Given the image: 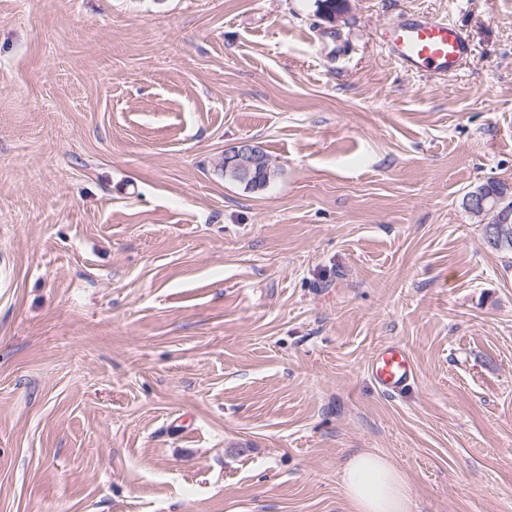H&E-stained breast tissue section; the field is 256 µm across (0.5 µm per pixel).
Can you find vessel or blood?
I'll return each instance as SVG.
<instances>
[{
  "label": "vessel or blood",
  "instance_id": "1",
  "mask_svg": "<svg viewBox=\"0 0 512 512\" xmlns=\"http://www.w3.org/2000/svg\"><path fill=\"white\" fill-rule=\"evenodd\" d=\"M383 44L405 72L434 78L460 71L473 54L462 28L423 14H405L389 24ZM369 372L382 392L394 395L414 379L416 366L404 348L389 344L374 353Z\"/></svg>",
  "mask_w": 512,
  "mask_h": 512
}]
</instances>
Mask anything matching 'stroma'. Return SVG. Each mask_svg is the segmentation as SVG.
<instances>
[{"label": "stroma", "mask_w": 512, "mask_h": 512, "mask_svg": "<svg viewBox=\"0 0 512 512\" xmlns=\"http://www.w3.org/2000/svg\"><path fill=\"white\" fill-rule=\"evenodd\" d=\"M460 26L444 80L380 38ZM250 140L279 170L225 177ZM512 0H0V512H512ZM404 347L412 385L368 371ZM383 44L405 72L434 78L460 71L473 54L462 28L423 14H405L389 24ZM485 204L486 198L478 192L469 196L465 203L467 209L474 214L484 212ZM485 211L495 213L494 221L501 220L502 218L506 220L510 215L512 216V199L507 204H499L495 198H490ZM369 372L382 392L394 395L401 393L414 379L416 366L404 348L389 344L374 353ZM345 497L353 512H411L405 475L384 456H353L341 474Z\"/></svg>", "instance_id": "35a3bbf8"}]
</instances>
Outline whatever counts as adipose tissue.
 Returning a JSON list of instances; mask_svg holds the SVG:
<instances>
[{"mask_svg": "<svg viewBox=\"0 0 512 512\" xmlns=\"http://www.w3.org/2000/svg\"><path fill=\"white\" fill-rule=\"evenodd\" d=\"M344 494L354 512H411L405 475L384 456H353L341 474Z\"/></svg>", "mask_w": 512, "mask_h": 512, "instance_id": "obj_1", "label": "adipose tissue"}]
</instances>
